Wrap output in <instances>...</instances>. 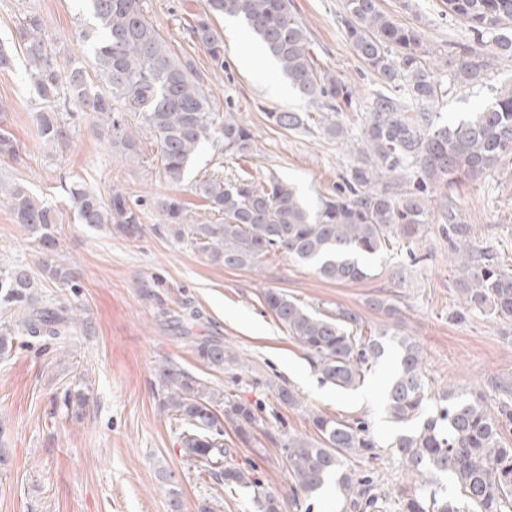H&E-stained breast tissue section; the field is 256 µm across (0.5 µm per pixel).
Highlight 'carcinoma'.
Returning <instances> with one entry per match:
<instances>
[{
  "label": "carcinoma",
  "instance_id": "cac0c4a2",
  "mask_svg": "<svg viewBox=\"0 0 512 512\" xmlns=\"http://www.w3.org/2000/svg\"><path fill=\"white\" fill-rule=\"evenodd\" d=\"M92 26L80 34L90 45L96 82L84 67L62 71L42 35V20L32 16L17 29L23 44L33 92L43 102L35 116L40 138L57 146L69 138L57 103L91 115L112 127L118 145L129 158H138L136 141L122 134L112 115L114 104L138 114L141 125L160 148L163 179L179 185L201 145L212 140L221 154L246 158L255 136L236 113L219 114L192 59L176 57L165 38L147 20L142 0H86ZM448 10L469 23L477 35H492L493 49L512 57V0H447ZM344 26L354 54L391 88L371 102L360 126L361 149L342 177L344 185L315 208L302 201L294 185L274 175L261 180L214 174L195 182L194 193L216 220L193 222L184 204L173 196H158L152 209L173 238L196 247L215 265L258 270L271 255L313 266L323 280L344 284L368 277L359 256L376 255L392 239L416 237L428 223V203L443 198L441 213L454 236L451 261L463 272L458 279L462 304L473 310H492L512 317V270L502 269L494 254L476 249L469 225L461 224L448 204V188L463 180L479 181L512 161V88L468 120L441 125L437 118L445 90L436 79L437 67L421 54L420 34L395 21L379 0H346ZM214 16L243 19L264 51L278 64L290 85L312 106L330 114L323 132L346 136L336 114L351 103L353 93L344 81L314 69L310 33L293 0H205V13L190 29L193 41L215 65L224 66V40L213 27ZM490 57L482 47L463 48L453 82L466 86L483 80ZM273 124L288 130L306 129L305 112H269ZM81 223L103 225L128 238L142 234L140 204L115 189L108 201L81 186L69 189ZM16 223L40 246L43 277L67 285L74 272L57 262L54 224L57 210L35 198L22 183H0ZM40 287L22 266L0 268V307L16 319L0 324V355L13 350L19 336L60 340L80 322L79 309L51 308L39 303ZM265 308L303 349L322 382L344 390L363 385L384 356L385 338L396 335L391 326L362 336L360 317L352 310L320 312L275 290L262 293ZM195 352L209 368L222 371L239 365L219 337L195 343ZM164 392L163 410L170 413L181 452L199 463L219 486L253 488L260 512H282L275 495L248 477L224 448V423L247 438L258 422L257 409L207 385L172 361L157 372ZM427 387L422 355L409 339H397L396 369L390 375L384 404L388 418L416 429L390 444L412 482L413 492L398 496V512H512V447L500 441V428L512 424V382L496 385L499 402L489 407L485 396L459 397L449 392L445 405L425 416ZM63 407L77 415L87 403L84 387L66 388ZM316 438L267 435L288 464L292 481L289 504L294 510L332 477L339 493L366 508L378 507L386 494L344 470L346 458L370 454L376 448L369 426L323 415L311 417ZM446 474L460 490L444 496L437 476Z\"/></svg>",
  "mask_w": 512,
  "mask_h": 512
}]
</instances>
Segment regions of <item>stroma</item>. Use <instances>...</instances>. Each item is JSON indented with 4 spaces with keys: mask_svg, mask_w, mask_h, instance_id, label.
Masks as SVG:
<instances>
[{
    "mask_svg": "<svg viewBox=\"0 0 512 512\" xmlns=\"http://www.w3.org/2000/svg\"><path fill=\"white\" fill-rule=\"evenodd\" d=\"M305 21L319 71L341 78L354 93L341 114L346 127H358L381 91L378 77L353 53L343 25L344 0H293ZM398 22L418 28L431 61L441 63L438 77L448 87L440 106L442 123H454L494 102L512 84V59L495 57L484 79L459 87L451 83L450 60L476 44L470 25L448 12L445 0H380ZM204 0H143L148 20L176 56L192 57L216 111L232 109L255 136L248 158L235 161V175H276L295 185L307 205L331 194L357 157L353 141L321 131L320 112L300 97L276 64L264 57L253 37H238L230 17L213 18L224 39V68L188 40L186 27L203 12ZM39 15L52 52L62 69L73 60L92 66L91 51L80 32L91 25L85 0H0V40L14 38L28 14ZM30 92L24 54L11 69L0 70V130L18 146L13 158L0 157V180L26 184L57 209V253L76 278L69 287L43 281L44 305L80 307L83 322L65 344L18 338L12 353L0 357V512H170L178 497L181 512H199L216 499V512H257L249 488L226 490L198 473L180 452L177 435L160 405L157 369L164 361L181 365L209 386L236 400L258 406L262 421L251 441L224 429V444L234 463L262 486L287 499L288 470L270 436L313 438L312 415L338 420L362 419L377 446L348 465L371 478L389 498L410 486L389 445L401 434L384 410L383 388L393 368L385 354L362 386L343 391L321 383L302 350L264 307L262 292L273 288L318 310L355 311L363 334L379 332L387 319L372 309L375 299L395 304L401 330L420 346L429 383L428 413H435L448 390L497 394L500 378L512 379V319L491 311L466 309L449 263L448 225L432 216L415 238L396 239L393 248L366 259L367 279L349 284L322 280L309 266L282 255L260 270L227 269L212 264L196 248L156 231L150 207L154 196L176 195L193 219L206 217L193 186L219 171L222 156L204 144L183 183L171 187L160 173L156 140L140 130L134 113L119 112L124 130L135 138L139 158L125 157L112 142V129L77 115L65 144H43L35 121L40 108ZM310 115L307 130L274 125L268 113ZM80 184L100 198L121 190L142 206L145 230L128 238L102 227L80 224L67 189ZM461 223L469 225L475 247L492 249L500 265L512 269V164L479 182L449 191ZM36 241L16 224L0 201V265H20L39 274ZM197 323L183 321L189 309ZM220 336L240 359L241 368L217 372L196 355L195 339ZM293 387L300 403L283 406L268 381ZM81 383L89 402L81 416L67 413L60 398ZM172 471L174 485L158 478Z\"/></svg>",
    "mask_w": 512,
    "mask_h": 512,
    "instance_id": "obj_1",
    "label": "stroma"
}]
</instances>
